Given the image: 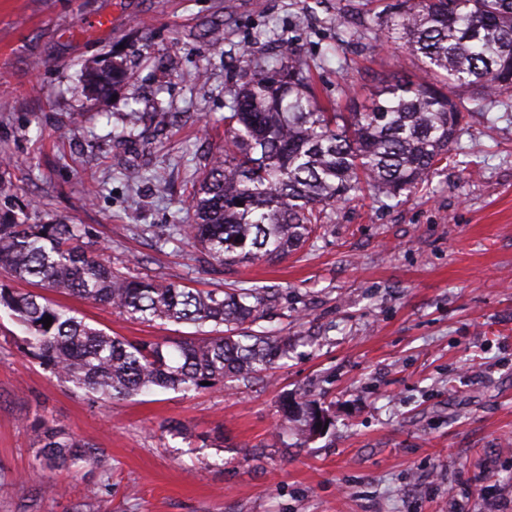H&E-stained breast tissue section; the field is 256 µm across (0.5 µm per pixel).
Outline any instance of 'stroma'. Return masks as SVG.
I'll return each instance as SVG.
<instances>
[{"label": "stroma", "mask_w": 512, "mask_h": 512, "mask_svg": "<svg viewBox=\"0 0 512 512\" xmlns=\"http://www.w3.org/2000/svg\"><path fill=\"white\" fill-rule=\"evenodd\" d=\"M339 0H0V161L29 221L88 226L134 275L211 290L281 291L261 323L293 347L262 380L89 400L17 349L0 309V512H512V93L472 113L458 162L383 206L340 205L324 235L277 264L225 270L187 240L186 184L224 144L233 76L294 42L323 101L365 100L418 62L393 45L336 49ZM110 25L94 30V21ZM118 69L105 91L86 68ZM163 106L172 123L153 119ZM145 118L126 138L131 110ZM478 163L471 178L465 162ZM167 174L166 187L150 180ZM86 323L130 339L192 335L57 292ZM320 399L311 440L273 443L283 401ZM53 420L103 466L32 475L30 428ZM184 425L170 435L169 422ZM109 481L111 496L88 501Z\"/></svg>", "instance_id": "stroma-1"}]
</instances>
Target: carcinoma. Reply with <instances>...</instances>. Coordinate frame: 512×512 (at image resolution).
Here are the masks:
<instances>
[{
  "label": "carcinoma",
  "instance_id": "cac0c4a2",
  "mask_svg": "<svg viewBox=\"0 0 512 512\" xmlns=\"http://www.w3.org/2000/svg\"><path fill=\"white\" fill-rule=\"evenodd\" d=\"M364 12L336 15L337 40L372 53L403 45L420 62L411 79L382 84L349 112L322 102L312 66L288 44L274 66L245 65L224 114V148L211 154L187 190L193 223L173 231L211 267L276 264L302 249L330 211L367 192L397 199L427 183L456 157L465 115L512 92V0H364ZM472 92L452 97L448 90ZM15 186L0 175V273L110 306L133 320L189 323L197 336L178 342L129 340L93 328L63 306L0 283V307L24 328L20 351L85 395L104 401L154 390L189 392L201 382L271 377L288 358L289 336L253 329L279 292L254 284L203 291L140 278L112 265L83 224H29L14 212ZM52 317L50 327L40 323ZM311 437L327 422L315 398L288 404ZM32 473L99 465L96 447L41 418Z\"/></svg>",
  "mask_w": 512,
  "mask_h": 512
}]
</instances>
